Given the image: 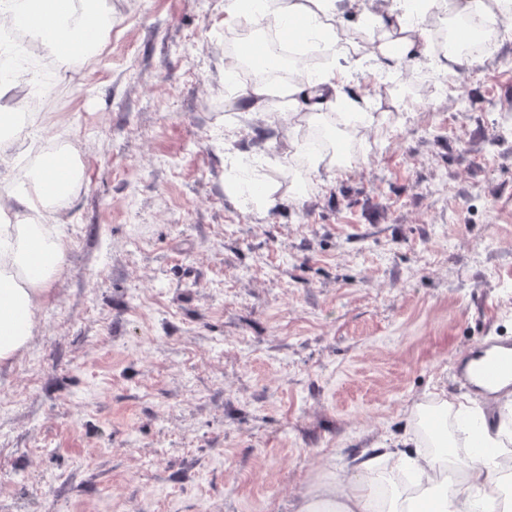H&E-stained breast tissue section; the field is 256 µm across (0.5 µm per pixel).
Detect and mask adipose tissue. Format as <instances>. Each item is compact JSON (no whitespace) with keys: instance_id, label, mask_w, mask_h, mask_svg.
Returning a JSON list of instances; mask_svg holds the SVG:
<instances>
[{"instance_id":"ef3b65f1","label":"adipose tissue","mask_w":512,"mask_h":512,"mask_svg":"<svg viewBox=\"0 0 512 512\" xmlns=\"http://www.w3.org/2000/svg\"><path fill=\"white\" fill-rule=\"evenodd\" d=\"M39 2L9 0L8 16L29 24L35 15L45 14L39 30L50 54H63L68 40L85 41L97 25L84 0H49L50 8L44 12ZM336 2L264 0L259 15L252 0H225L224 25L233 33L255 27L264 18L288 32L299 22L301 39L336 44ZM368 21L379 32L370 56L383 69L412 65L425 56L422 35L406 14L387 8L370 13ZM70 156L67 149L55 154L5 194L15 221L0 224V367L12 363L31 340L48 287L62 263L55 205L68 199L79 181L77 170L69 166ZM451 407L443 395L429 404H415L416 427L399 438L397 447L362 450L345 466L350 477L343 492L321 488L298 512H512V498L500 496L490 459L476 451L448 455V448L455 445L446 426ZM419 434L427 437L432 450L415 458L404 448Z\"/></svg>"}]
</instances>
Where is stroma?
<instances>
[{"label":"stroma","instance_id":"obj_1","mask_svg":"<svg viewBox=\"0 0 512 512\" xmlns=\"http://www.w3.org/2000/svg\"><path fill=\"white\" fill-rule=\"evenodd\" d=\"M225 0H112L105 65L52 72L87 163L35 334L0 368V512H297L512 338V39L384 112L353 165L224 88ZM375 79L294 112L373 106ZM262 155L246 203L231 156Z\"/></svg>","mask_w":512,"mask_h":512}]
</instances>
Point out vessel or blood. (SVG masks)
Masks as SVG:
<instances>
[{
	"mask_svg": "<svg viewBox=\"0 0 512 512\" xmlns=\"http://www.w3.org/2000/svg\"><path fill=\"white\" fill-rule=\"evenodd\" d=\"M460 381L480 397L486 421L495 424L500 403L512 398V339H480L453 362Z\"/></svg>",
	"mask_w": 512,
	"mask_h": 512,
	"instance_id": "b4317fda",
	"label": "vessel or blood"
}]
</instances>
